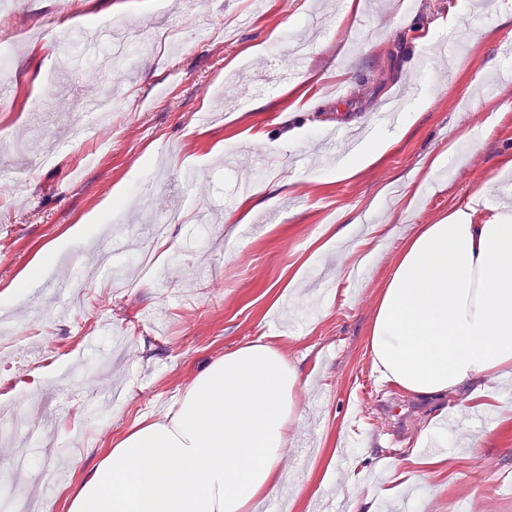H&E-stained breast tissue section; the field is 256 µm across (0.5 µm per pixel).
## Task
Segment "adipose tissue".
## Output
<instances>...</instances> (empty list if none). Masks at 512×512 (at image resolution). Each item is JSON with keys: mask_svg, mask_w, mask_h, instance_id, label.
Here are the masks:
<instances>
[{"mask_svg": "<svg viewBox=\"0 0 512 512\" xmlns=\"http://www.w3.org/2000/svg\"><path fill=\"white\" fill-rule=\"evenodd\" d=\"M417 118L370 137L336 168L374 160ZM368 349L385 378L440 397L512 374V216L458 209L416 225L376 306ZM301 380L266 339L198 372L174 411L128 430L69 496L68 512H255L280 496Z\"/></svg>", "mask_w": 512, "mask_h": 512, "instance_id": "ef3b65f1", "label": "adipose tissue"}]
</instances>
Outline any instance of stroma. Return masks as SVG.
I'll list each match as a JSON object with an SVG mask.
<instances>
[{
	"mask_svg": "<svg viewBox=\"0 0 512 512\" xmlns=\"http://www.w3.org/2000/svg\"><path fill=\"white\" fill-rule=\"evenodd\" d=\"M250 2L165 0L158 14L151 0H77L80 14L159 41L134 57L124 99L94 142L75 139L73 116L112 74L109 55H77L62 69L18 42L12 104L0 112V132L15 144L0 150V169L17 185L0 201V292L118 185L131 240L118 256L99 241L57 253L53 276L92 275L68 320L33 291L10 303L31 336L0 359V376L19 383L0 396V434L31 463L69 458L49 498L51 512H68L67 489L115 440L167 411L206 364L268 336L304 386L296 434L313 436L284 456L300 495L270 500L272 512H317L339 486L375 501L389 483L399 490L383 501L386 512H469L476 503L512 512V376L502 404L467 387L440 407L385 393L368 352L378 296L413 226L466 207L512 162V61L500 55L512 40V0H360L355 13L348 0H266L254 18ZM62 10L63 0H9L0 36L25 25L53 40L69 28ZM413 76L418 118L375 161L347 177L291 168L326 134L368 121ZM488 80L496 99L480 95ZM438 154L450 162L434 171ZM248 165L259 170V191L241 197ZM150 177L157 193H136ZM173 210L184 211L182 223L142 220ZM353 221L373 257L362 285L347 288L337 274L356 270L360 254L331 243L329 228ZM378 224L389 238L373 233ZM297 278L324 289L322 307H284ZM34 353L46 363L31 370ZM110 386L119 390L112 405L95 408L91 392ZM397 401L414 409L400 433L387 410ZM36 406L47 419L37 440L23 424ZM464 406L470 419L449 429L431 478L400 484L403 458L424 456L430 429Z\"/></svg>",
	"mask_w": 512,
	"mask_h": 512,
	"instance_id": "1",
	"label": "stroma"
}]
</instances>
